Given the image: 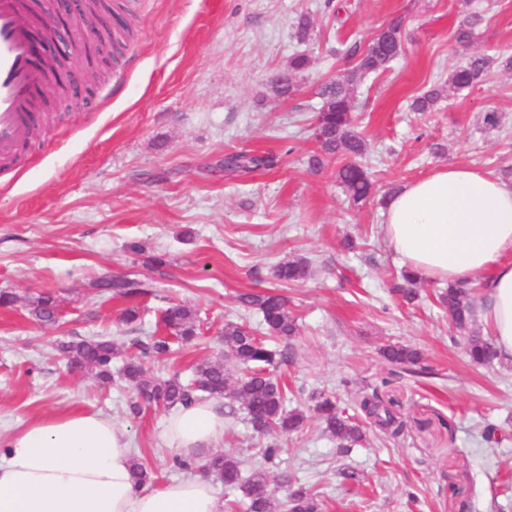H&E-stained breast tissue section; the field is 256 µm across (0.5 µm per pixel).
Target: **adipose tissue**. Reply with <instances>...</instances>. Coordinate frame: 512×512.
<instances>
[{
  "label": "adipose tissue",
  "instance_id": "ef3b65f1",
  "mask_svg": "<svg viewBox=\"0 0 512 512\" xmlns=\"http://www.w3.org/2000/svg\"><path fill=\"white\" fill-rule=\"evenodd\" d=\"M383 230L423 279L484 280L480 310L500 358L512 360V183L464 165L402 185ZM224 439V413L198 402L171 416L166 444L191 458ZM0 512H221L211 479L136 487L129 437L95 411L46 416L0 438Z\"/></svg>",
  "mask_w": 512,
  "mask_h": 512
}]
</instances>
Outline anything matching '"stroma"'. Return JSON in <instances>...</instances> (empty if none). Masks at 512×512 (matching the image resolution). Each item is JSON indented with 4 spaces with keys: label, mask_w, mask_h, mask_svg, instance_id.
<instances>
[{
    "label": "stroma",
    "mask_w": 512,
    "mask_h": 512,
    "mask_svg": "<svg viewBox=\"0 0 512 512\" xmlns=\"http://www.w3.org/2000/svg\"><path fill=\"white\" fill-rule=\"evenodd\" d=\"M103 2L101 18L118 15L128 27L113 58L93 54L98 79L79 97L46 90L41 136L0 170V292L15 296L0 306V434L55 413L97 411L126 429L148 487L198 476L166 446L170 411L131 416L126 383L71 374L55 344L102 336L122 366L133 340L158 330L162 310L178 302L197 311L198 335L173 342L152 369L186 374L223 353L225 323L258 325L239 296L269 288L287 296L300 326L292 340L300 356L279 369L292 406L307 407V392L323 391L366 432L343 454L312 414L268 462L266 440L244 413L226 420L219 452L237 456L244 473L267 474L278 512L300 486L318 493L321 512H512V361L470 362L437 301L443 282H425L410 305L390 294L401 264L381 227L382 197L436 167L494 174L512 166V71L492 70L433 111L408 109L469 56L512 55V0ZM471 11L482 21L462 46L454 33ZM304 14L313 30L301 43L294 32ZM399 16L402 54L356 90L373 182L370 201L356 205L335 166L309 165L317 91L347 69L343 44H366ZM299 53L311 63L285 100L269 79ZM492 111L493 126L485 122ZM230 152L272 153L279 163L239 176L224 170ZM348 238L354 251L344 249ZM154 254L166 266H150ZM290 257L305 258L308 273L279 283L273 268ZM126 275L156 285L133 323L122 318L125 301L95 285ZM47 290L59 320L41 326L29 304ZM390 342L420 348L428 374L395 375L378 352ZM377 384L407 423L398 439L357 406V393ZM489 421L508 436L492 448L482 438ZM346 466L362 485L342 484Z\"/></svg>",
    "instance_id": "obj_1"
}]
</instances>
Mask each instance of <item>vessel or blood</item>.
Segmentation results:
<instances>
[{
	"label": "vessel or blood",
	"mask_w": 512,
	"mask_h": 512,
	"mask_svg": "<svg viewBox=\"0 0 512 512\" xmlns=\"http://www.w3.org/2000/svg\"><path fill=\"white\" fill-rule=\"evenodd\" d=\"M48 15L36 0H0V160L31 140L40 94L54 81V68L35 55L37 34L50 32Z\"/></svg>",
	"instance_id": "1"
}]
</instances>
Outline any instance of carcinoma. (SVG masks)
<instances>
[{"instance_id":"1","label":"carcinoma","mask_w":512,"mask_h":512,"mask_svg":"<svg viewBox=\"0 0 512 512\" xmlns=\"http://www.w3.org/2000/svg\"><path fill=\"white\" fill-rule=\"evenodd\" d=\"M481 18L467 14L455 31V40L460 44L469 42ZM404 19L389 23L386 29L371 38L364 51L358 46L346 50L345 56L353 60V65L343 74L323 82L318 88L321 106L315 116V125L321 131L315 140L316 149L309 159L314 169L344 157L347 162L336 168V179L356 204L369 199L373 184L364 168L357 163L366 151L360 136L354 112L355 88L358 81L368 74L385 72L390 63L403 51L402 30ZM493 58L478 54L470 57L465 65L459 66L448 75V86L455 91L472 88L483 82ZM445 98V89L431 87L415 97L410 104L414 112H427ZM272 155H258L243 152L224 155V170L243 175L261 168L275 166ZM307 261L303 258L287 259L279 262L273 277L288 283L299 280L307 274ZM420 279L408 271L401 274L393 292L411 303L417 298L416 286ZM112 290L113 294L125 299H136L151 293L153 284L147 280L120 277L100 284ZM473 285H450L440 294L442 304L448 308V316L456 329L467 334V354L478 365H490L496 359L493 344L473 333L476 320V306L472 297ZM241 302L261 316L265 334L284 341L296 336L298 327L288 307V298L270 290L255 291L240 296ZM30 314L42 323L57 321L56 300L50 293H44L32 302ZM165 328L171 335L188 343L196 336L198 314L184 304L169 306L163 316ZM224 345L229 349L234 363L242 369L233 388L227 389L225 359L222 356L207 359L197 364L193 378L185 383L178 377H162L151 371L149 364L170 350L168 338L149 336L136 340L138 353L129 358L119 369L121 379L134 390V400L128 410L133 416L140 413L144 404H155L166 408L187 406L197 402L201 394L210 396L225 392L240 404L253 429L267 439L263 457L273 460L281 452V445L289 435L299 431L305 424L307 415L299 408H288V386L273 375L282 364L294 362L299 351L294 348L278 350L270 347L259 338L255 331L246 325L229 322L224 325ZM60 351L67 363L80 371L91 370L104 382L112 381V359L115 350L108 340L94 337L60 344ZM381 355L396 366H408L412 373L426 370L421 365V352L403 344H385L380 347ZM313 411L333 438L338 441L341 452L348 453L352 446L362 439L360 426L343 415L332 396L320 392L312 393ZM359 409L380 427L383 433L398 438L404 434L406 423L400 413L390 403H385L379 387L362 396ZM204 463L210 465L215 475L229 490H241L246 498L247 512H276L274 497L268 491V480L262 471L254 472L246 479L242 474L241 461L230 454H214ZM288 512H320L316 495L303 488L290 495Z\"/></svg>"}]
</instances>
